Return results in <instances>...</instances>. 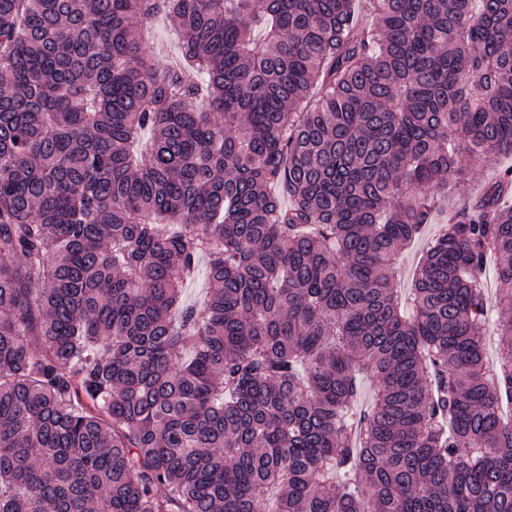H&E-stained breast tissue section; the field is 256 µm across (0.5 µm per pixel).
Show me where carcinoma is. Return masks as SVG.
I'll return each mask as SVG.
<instances>
[{"label":"carcinoma","mask_w":512,"mask_h":512,"mask_svg":"<svg viewBox=\"0 0 512 512\" xmlns=\"http://www.w3.org/2000/svg\"><path fill=\"white\" fill-rule=\"evenodd\" d=\"M368 2L0 0V512H512V0ZM144 33V38L154 44L161 53L177 59L180 54V35L168 20H157L152 28ZM511 166L512 155H504L495 159L493 163L480 164L479 166L476 165L471 167L468 171L471 193H479L483 189L484 185L492 179L497 169ZM435 227L436 224H427L419 238L404 250L395 274L397 288L408 290L416 272L418 261L430 243ZM484 278L487 282V289H488V307H489V322L486 326V331L488 336V347L489 352L492 353L494 349V341L497 339L498 334V307L495 303V296H496V288H498L493 273L490 269H487L484 275Z\"/></svg>","instance_id":"cac0c4a2"}]
</instances>
